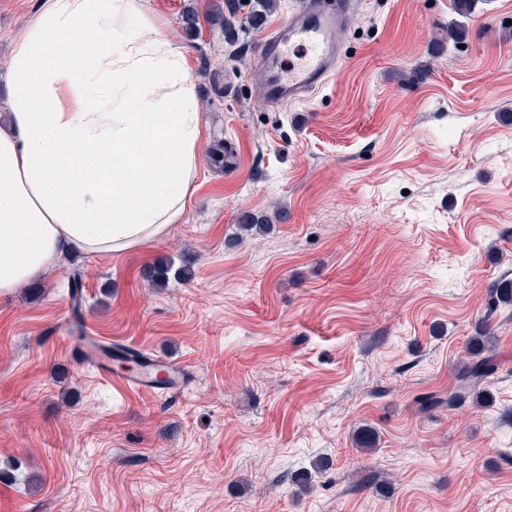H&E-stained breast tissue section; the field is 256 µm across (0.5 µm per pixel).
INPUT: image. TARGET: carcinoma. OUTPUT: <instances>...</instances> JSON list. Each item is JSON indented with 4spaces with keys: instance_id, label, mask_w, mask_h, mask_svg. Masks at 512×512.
Segmentation results:
<instances>
[{
    "instance_id": "cac0c4a2",
    "label": "carcinoma",
    "mask_w": 512,
    "mask_h": 512,
    "mask_svg": "<svg viewBox=\"0 0 512 512\" xmlns=\"http://www.w3.org/2000/svg\"><path fill=\"white\" fill-rule=\"evenodd\" d=\"M277 8L278 0H213L201 15L198 8L191 3L182 11L181 24L185 31L194 33L200 30V18L203 17L209 26L224 31V41L231 45L236 40L235 22L238 21L240 14H245V18L258 24L264 19L265 14ZM70 294L74 310H80L83 302V279L78 272L72 274ZM501 306H512V282L501 283L490 292L488 314L495 313ZM475 341L477 349L470 351L468 359L456 366L454 387L448 394V400L445 401L433 393L425 394L418 398L423 409H432L445 403L450 406L459 405L469 394L473 395V403L476 405L486 401L482 387L493 380L499 364L494 353L488 349V337L478 336Z\"/></svg>"
}]
</instances>
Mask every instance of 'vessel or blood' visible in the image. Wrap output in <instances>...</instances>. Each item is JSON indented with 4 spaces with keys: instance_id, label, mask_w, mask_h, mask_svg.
I'll use <instances>...</instances> for the list:
<instances>
[{
    "instance_id": "obj_1",
    "label": "vessel or blood",
    "mask_w": 512,
    "mask_h": 512,
    "mask_svg": "<svg viewBox=\"0 0 512 512\" xmlns=\"http://www.w3.org/2000/svg\"><path fill=\"white\" fill-rule=\"evenodd\" d=\"M354 10L355 0H295L286 31H272L256 49L254 75L271 103L298 101L332 77L341 57L337 22L350 19ZM292 47L298 51L293 59L288 56ZM98 373L126 387H153L150 374L115 373L106 362Z\"/></svg>"
}]
</instances>
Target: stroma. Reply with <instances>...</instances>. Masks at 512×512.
Instances as JSON below:
<instances>
[{"label": "stroma", "mask_w": 512, "mask_h": 512, "mask_svg": "<svg viewBox=\"0 0 512 512\" xmlns=\"http://www.w3.org/2000/svg\"><path fill=\"white\" fill-rule=\"evenodd\" d=\"M208 2L145 3L204 120L182 221L0 294V512H512V307L487 331L486 406L417 403L447 394L491 288L512 281V0L466 19L453 0H363L333 78L279 107L251 68L292 0L232 46L182 30L184 6ZM40 4L0 0L1 103ZM219 140L233 172L209 161ZM248 215L272 223L247 232ZM163 261L190 278L153 287ZM79 333L187 380L116 385L75 358Z\"/></svg>", "instance_id": "1"}]
</instances>
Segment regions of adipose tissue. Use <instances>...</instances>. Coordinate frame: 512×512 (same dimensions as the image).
<instances>
[{"label": "adipose tissue", "mask_w": 512, "mask_h": 512, "mask_svg": "<svg viewBox=\"0 0 512 512\" xmlns=\"http://www.w3.org/2000/svg\"><path fill=\"white\" fill-rule=\"evenodd\" d=\"M80 30L98 47L72 54ZM0 125V293L59 256L120 254L178 223L201 114L143 0H44L17 37Z\"/></svg>", "instance_id": "obj_1"}]
</instances>
